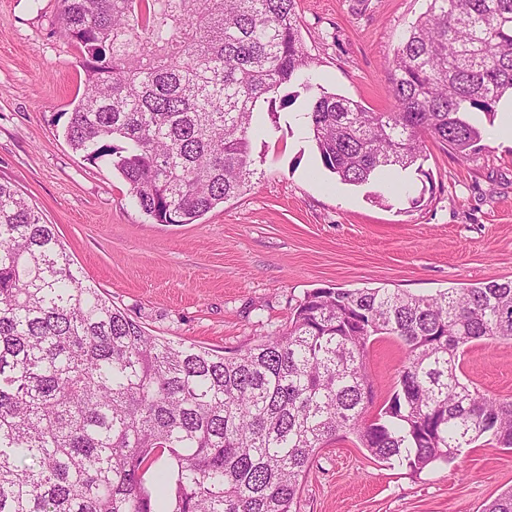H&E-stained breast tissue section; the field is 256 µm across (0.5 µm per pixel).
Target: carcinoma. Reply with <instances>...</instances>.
I'll return each mask as SVG.
<instances>
[{"instance_id":"cac0c4a2","label":"carcinoma","mask_w":512,"mask_h":512,"mask_svg":"<svg viewBox=\"0 0 512 512\" xmlns=\"http://www.w3.org/2000/svg\"><path fill=\"white\" fill-rule=\"evenodd\" d=\"M297 0H61L84 91L63 126L158 224H192L254 174L250 137L283 86L311 94L324 168L362 186L426 179L424 139L466 159L471 114L512 97V0H428L394 52L393 109L309 73ZM405 363L373 416L372 341ZM512 340V280L433 294L318 288L288 329L232 356L156 336L73 267L52 224L0 183V512H296L341 433L414 473L481 439L512 448V401L460 380L476 340ZM169 472L159 502L145 475ZM483 512H512V488Z\"/></svg>"}]
</instances>
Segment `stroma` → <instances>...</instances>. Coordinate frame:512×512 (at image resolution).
<instances>
[{
    "label": "stroma",
    "mask_w": 512,
    "mask_h": 512,
    "mask_svg": "<svg viewBox=\"0 0 512 512\" xmlns=\"http://www.w3.org/2000/svg\"><path fill=\"white\" fill-rule=\"evenodd\" d=\"M426 7L297 0L318 83L373 111L391 109L389 61ZM60 8V0H0V181L55 226L87 282L148 332L229 356L281 334L318 288L431 294L512 279V142L482 113L470 158L427 142L429 193L412 173L350 186L323 167L304 118L308 97L287 87L293 102L262 112L251 139V186L195 223H154L107 163L72 150L56 120L84 88ZM404 362L396 340L371 343L376 403ZM459 375L512 401V341L473 342ZM511 487L512 450L480 442L415 475L369 457L350 434L319 451L297 512H482Z\"/></svg>",
    "instance_id": "35a3bbf8"
}]
</instances>
